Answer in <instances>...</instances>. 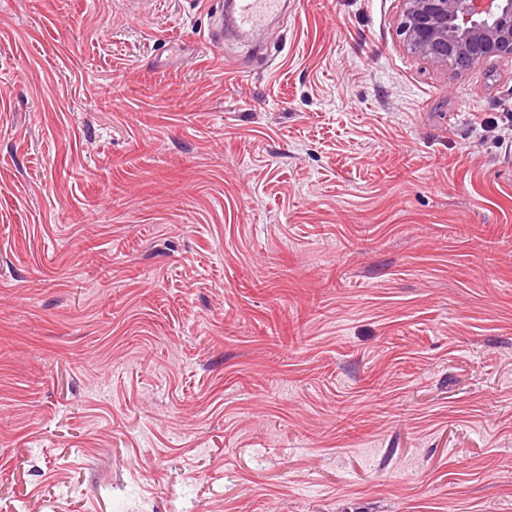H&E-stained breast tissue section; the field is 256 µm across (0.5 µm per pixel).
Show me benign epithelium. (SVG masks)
<instances>
[{
    "mask_svg": "<svg viewBox=\"0 0 512 512\" xmlns=\"http://www.w3.org/2000/svg\"><path fill=\"white\" fill-rule=\"evenodd\" d=\"M399 32L431 62L467 70L490 57L512 58V0H402Z\"/></svg>",
    "mask_w": 512,
    "mask_h": 512,
    "instance_id": "obj_1",
    "label": "benign epithelium"
}]
</instances>
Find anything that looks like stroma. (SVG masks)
I'll return each mask as SVG.
<instances>
[{"mask_svg":"<svg viewBox=\"0 0 512 512\" xmlns=\"http://www.w3.org/2000/svg\"><path fill=\"white\" fill-rule=\"evenodd\" d=\"M223 3L0 0V512H512V58ZM240 28L251 31L282 9L281 0H234Z\"/></svg>","mask_w":512,"mask_h":512,"instance_id":"1","label":"stroma"}]
</instances>
